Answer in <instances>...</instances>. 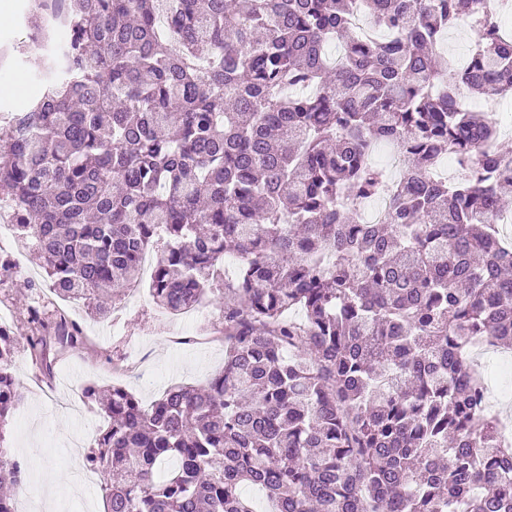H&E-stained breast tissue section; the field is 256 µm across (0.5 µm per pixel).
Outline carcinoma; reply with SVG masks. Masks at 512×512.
I'll return each mask as SVG.
<instances>
[{
	"label": "carcinoma",
	"mask_w": 512,
	"mask_h": 512,
	"mask_svg": "<svg viewBox=\"0 0 512 512\" xmlns=\"http://www.w3.org/2000/svg\"><path fill=\"white\" fill-rule=\"evenodd\" d=\"M52 2L70 36L34 28L44 93L0 121L9 223L100 320L146 250L157 308L228 298L205 384L149 406L85 387L107 420L84 458L106 512H258L248 487L263 512H512V442L469 358L480 339L512 348V146L464 104L512 97L497 0ZM462 24L471 63L450 73L439 47ZM28 315L25 336L0 328V443L18 349L50 375L51 348L83 343ZM22 480L0 458V486Z\"/></svg>",
	"instance_id": "cac0c4a2"
}]
</instances>
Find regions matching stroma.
<instances>
[{"mask_svg": "<svg viewBox=\"0 0 512 512\" xmlns=\"http://www.w3.org/2000/svg\"><path fill=\"white\" fill-rule=\"evenodd\" d=\"M8 20L0 23V113L29 108L41 96L36 76L40 54H19L37 21L27 0H0ZM138 303L119 314L118 323L94 319L80 303L57 297L45 274L35 280L16 271L0 269V306L12 311L16 335L28 332V306L42 308L48 317L65 315L77 322L86 336L79 350H51L52 376L43 375L26 352H18L12 365L22 385L23 399L0 433V441L20 460L25 479L39 478V507L55 512H104L100 483L82 495L66 498L70 475L83 462L104 419L95 404L83 396L86 385L118 383L151 404L177 385H200L224 365V328L218 319L197 320L195 312L172 317L158 309L146 287L136 291Z\"/></svg>", "mask_w": 512, "mask_h": 512, "instance_id": "35a3bbf8", "label": "stroma"}]
</instances>
